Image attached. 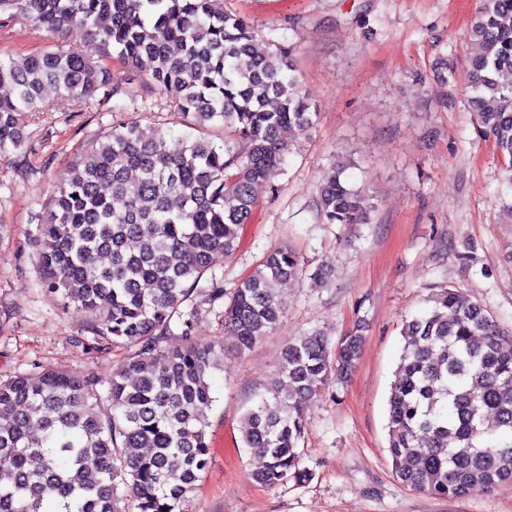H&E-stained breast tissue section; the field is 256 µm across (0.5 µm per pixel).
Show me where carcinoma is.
Listing matches in <instances>:
<instances>
[{"label":"carcinoma","mask_w":512,"mask_h":512,"mask_svg":"<svg viewBox=\"0 0 512 512\" xmlns=\"http://www.w3.org/2000/svg\"><path fill=\"white\" fill-rule=\"evenodd\" d=\"M223 0H0V28L27 17L62 34L80 28L223 144L122 124L75 161L39 225L41 287L82 310L96 343L130 349L112 378L54 369L0 380V512H184L210 462L203 408L224 345L194 335L196 298L218 310L235 350L279 323L275 286L303 271L288 245L230 293L199 283L215 253L234 248L255 208L253 187L286 161L294 134L313 125L292 48L260 51L252 27ZM466 66L477 135L512 169V0H479ZM0 154L23 141L28 114L65 92L82 110L119 95L110 71L58 45L0 57ZM292 87L286 94L284 86ZM122 201L115 208L103 189ZM180 205L171 207V199ZM326 224H367L338 165L319 197ZM109 258L101 265L98 258ZM407 321L388 397V451L396 477L457 499L512 482V334L477 301L444 287ZM178 336L180 344L168 340ZM363 336L336 346L319 333L286 344L278 377L245 415L242 445L261 460L251 478L277 487L307 478L299 443L304 406L356 367Z\"/></svg>","instance_id":"obj_1"}]
</instances>
